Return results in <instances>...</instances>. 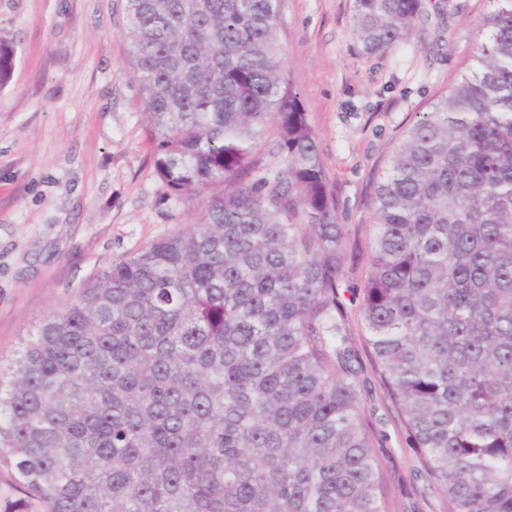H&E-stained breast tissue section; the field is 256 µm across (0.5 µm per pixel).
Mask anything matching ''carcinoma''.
I'll list each match as a JSON object with an SVG mask.
<instances>
[{
	"label": "carcinoma",
	"instance_id": "1",
	"mask_svg": "<svg viewBox=\"0 0 512 512\" xmlns=\"http://www.w3.org/2000/svg\"><path fill=\"white\" fill-rule=\"evenodd\" d=\"M374 190L358 319L444 512H512V0ZM421 0H354L367 55ZM280 0H126L153 166L198 222L102 268L0 368V466L39 512H390L344 225ZM13 47L0 41V86ZM284 164L258 176L256 148Z\"/></svg>",
	"mask_w": 512,
	"mask_h": 512
}]
</instances>
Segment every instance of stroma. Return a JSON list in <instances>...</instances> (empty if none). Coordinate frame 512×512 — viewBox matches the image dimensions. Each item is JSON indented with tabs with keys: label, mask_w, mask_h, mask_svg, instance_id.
I'll return each instance as SVG.
<instances>
[{
	"label": "stroma",
	"mask_w": 512,
	"mask_h": 512,
	"mask_svg": "<svg viewBox=\"0 0 512 512\" xmlns=\"http://www.w3.org/2000/svg\"><path fill=\"white\" fill-rule=\"evenodd\" d=\"M126 0H0V39L15 52L0 86V360L101 268L178 225L153 164L144 102L125 37ZM486 0H421L404 43L363 53L353 0H280L277 43L322 149L347 231L344 284L368 273L372 193L402 130L472 65ZM365 415L391 512H441L415 449L371 366Z\"/></svg>",
	"instance_id": "obj_1"
}]
</instances>
